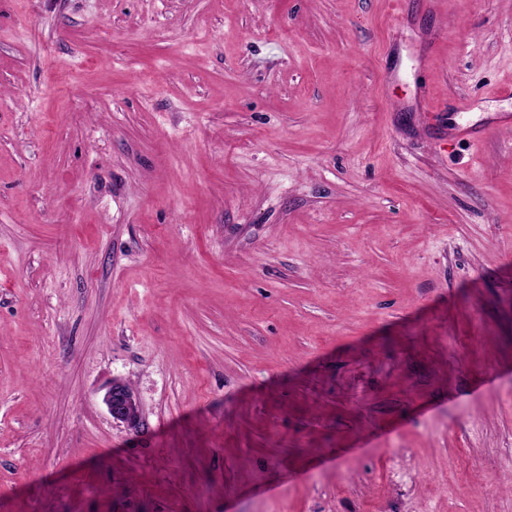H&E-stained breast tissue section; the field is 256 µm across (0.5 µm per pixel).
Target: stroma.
Segmentation results:
<instances>
[{
    "mask_svg": "<svg viewBox=\"0 0 512 512\" xmlns=\"http://www.w3.org/2000/svg\"><path fill=\"white\" fill-rule=\"evenodd\" d=\"M509 86L512 0H0V512H512ZM104 402L113 420L125 424L130 430H138L141 425L139 405L132 387L114 380L107 391Z\"/></svg>",
    "mask_w": 512,
    "mask_h": 512,
    "instance_id": "1",
    "label": "stroma"
}]
</instances>
